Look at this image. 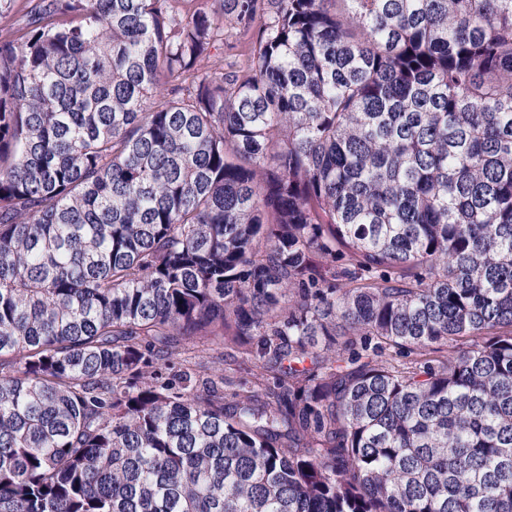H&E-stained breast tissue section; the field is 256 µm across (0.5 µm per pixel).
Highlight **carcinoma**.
Returning <instances> with one entry per match:
<instances>
[{"mask_svg":"<svg viewBox=\"0 0 512 512\" xmlns=\"http://www.w3.org/2000/svg\"><path fill=\"white\" fill-rule=\"evenodd\" d=\"M0 512H512V0H0Z\"/></svg>","mask_w":512,"mask_h":512,"instance_id":"cac0c4a2","label":"carcinoma"}]
</instances>
